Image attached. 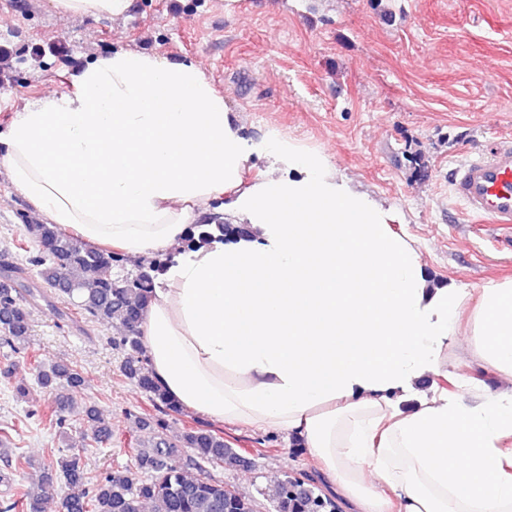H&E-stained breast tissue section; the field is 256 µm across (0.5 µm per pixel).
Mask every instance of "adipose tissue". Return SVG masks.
Masks as SVG:
<instances>
[{
	"label": "adipose tissue",
	"mask_w": 512,
	"mask_h": 512,
	"mask_svg": "<svg viewBox=\"0 0 512 512\" xmlns=\"http://www.w3.org/2000/svg\"><path fill=\"white\" fill-rule=\"evenodd\" d=\"M52 6L119 19L129 0ZM243 130L194 62L121 49L15 114L0 171L87 243L168 257L140 329L179 405L296 438L352 512L386 489L401 512H512V280L433 279L328 155ZM216 200L248 234L185 249ZM459 346L497 387L421 395Z\"/></svg>",
	"instance_id": "adipose-tissue-1"
}]
</instances>
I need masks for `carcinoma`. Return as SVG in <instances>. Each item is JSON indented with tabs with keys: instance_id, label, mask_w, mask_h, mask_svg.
Instances as JSON below:
<instances>
[{
	"instance_id": "cac0c4a2",
	"label": "carcinoma",
	"mask_w": 512,
	"mask_h": 512,
	"mask_svg": "<svg viewBox=\"0 0 512 512\" xmlns=\"http://www.w3.org/2000/svg\"><path fill=\"white\" fill-rule=\"evenodd\" d=\"M242 228L226 224L220 216L209 218L207 224H195L187 235V243L197 248L219 232L235 235ZM34 236L39 255L41 287L67 304H74L77 315L104 324L120 320L114 344L125 352V375L150 394L155 410L178 412L153 378L140 331L146 305L153 294L154 278L164 271L166 263L153 258L141 265L139 274L119 278L113 270L122 266L119 252L86 245L80 238L66 234L55 224H38ZM31 323L29 313L17 289L0 284V348L14 353H28ZM30 354V353H28ZM35 357V354H30ZM37 383L53 393L63 386L84 384L78 368L66 365L39 367ZM65 401L57 398L48 404L42 417L62 428ZM87 420L95 426L97 443L112 441V428L102 419L95 406L85 409ZM166 422L154 421V437L149 447L136 453L137 471L112 470L97 479L88 476L82 453L78 448L43 465L42 480L48 486L61 482L63 512H143L147 503L155 504L157 512H257L253 499L212 479L203 464L240 466L245 460L224 439L210 430L196 428L184 432L179 442L163 437ZM189 448L196 456L198 474H190L178 459V449ZM273 502L275 512H334L326 510L330 503L306 486L297 477L288 476L277 487ZM0 512H42L41 496L26 492L0 502Z\"/></svg>"
}]
</instances>
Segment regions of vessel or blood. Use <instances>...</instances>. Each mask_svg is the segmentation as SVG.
Wrapping results in <instances>:
<instances>
[{"instance_id":"obj_1","label":"vessel or blood","mask_w":512,"mask_h":512,"mask_svg":"<svg viewBox=\"0 0 512 512\" xmlns=\"http://www.w3.org/2000/svg\"><path fill=\"white\" fill-rule=\"evenodd\" d=\"M448 185L464 211L512 239V139L472 153L448 173Z\"/></svg>"}]
</instances>
